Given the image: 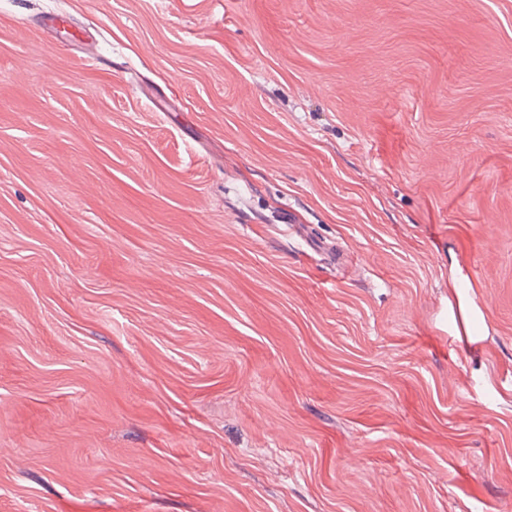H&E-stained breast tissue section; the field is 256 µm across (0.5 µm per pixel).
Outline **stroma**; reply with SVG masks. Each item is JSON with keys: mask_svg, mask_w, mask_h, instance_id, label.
<instances>
[{"mask_svg": "<svg viewBox=\"0 0 512 512\" xmlns=\"http://www.w3.org/2000/svg\"><path fill=\"white\" fill-rule=\"evenodd\" d=\"M0 512H512V0H0Z\"/></svg>", "mask_w": 512, "mask_h": 512, "instance_id": "35a3bbf8", "label": "stroma"}]
</instances>
